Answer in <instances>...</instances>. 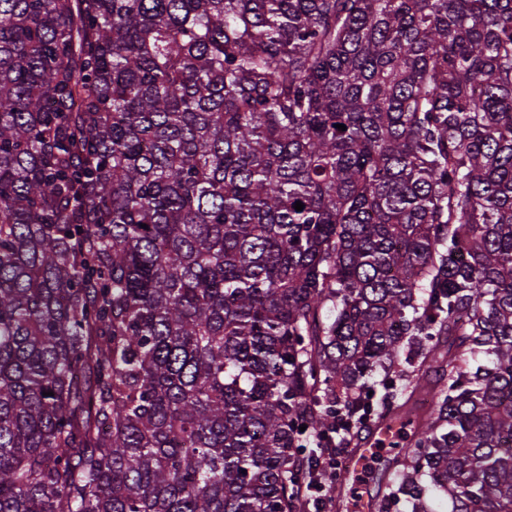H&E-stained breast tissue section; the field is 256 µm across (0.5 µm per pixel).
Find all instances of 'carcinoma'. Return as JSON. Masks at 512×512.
<instances>
[{
  "mask_svg": "<svg viewBox=\"0 0 512 512\" xmlns=\"http://www.w3.org/2000/svg\"><path fill=\"white\" fill-rule=\"evenodd\" d=\"M375 424L380 512H512V0H0V512H305Z\"/></svg>",
  "mask_w": 512,
  "mask_h": 512,
  "instance_id": "1",
  "label": "carcinoma"
}]
</instances>
